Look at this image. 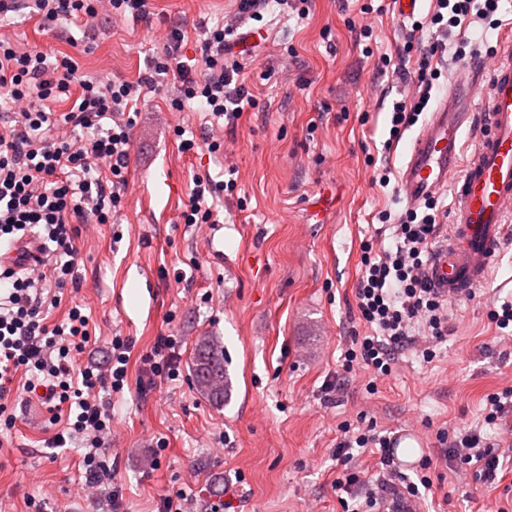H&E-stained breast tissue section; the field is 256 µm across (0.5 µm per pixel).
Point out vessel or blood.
Instances as JSON below:
<instances>
[{"mask_svg":"<svg viewBox=\"0 0 512 512\" xmlns=\"http://www.w3.org/2000/svg\"><path fill=\"white\" fill-rule=\"evenodd\" d=\"M483 87L488 97L475 121L461 100ZM470 129L478 140L468 154L463 138ZM400 183L414 204L441 189L453 190L450 240L427 269L432 287L444 298L459 300L487 284L512 238V49L489 70L475 61L463 65L454 88L412 138ZM44 256L39 241L25 238L0 252V266L31 268L42 265Z\"/></svg>","mask_w":512,"mask_h":512,"instance_id":"vessel-or-blood-1","label":"vessel or blood"}]
</instances>
